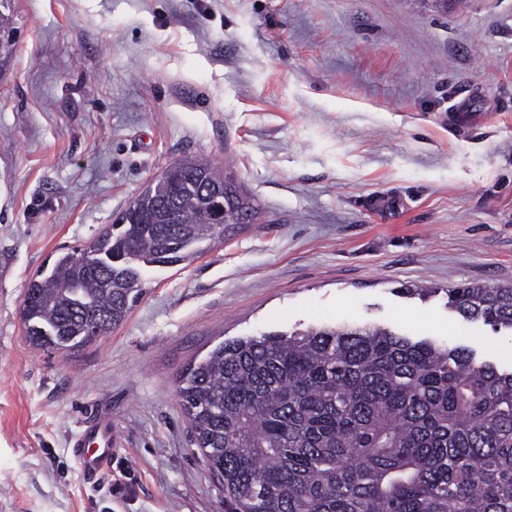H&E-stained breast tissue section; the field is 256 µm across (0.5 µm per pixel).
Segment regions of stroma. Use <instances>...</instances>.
Here are the masks:
<instances>
[{"label":"stroma","mask_w":512,"mask_h":512,"mask_svg":"<svg viewBox=\"0 0 512 512\" xmlns=\"http://www.w3.org/2000/svg\"><path fill=\"white\" fill-rule=\"evenodd\" d=\"M0 73V512H229L176 393L216 346L380 324L512 372L447 289L512 284V0H14ZM491 113L448 127L451 100ZM223 163L263 218L147 271L81 350L23 336L29 281L168 164ZM388 198L371 209L367 200ZM112 416L108 471L71 442Z\"/></svg>","instance_id":"1"}]
</instances>
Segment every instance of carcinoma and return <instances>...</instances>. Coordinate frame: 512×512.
<instances>
[{"mask_svg":"<svg viewBox=\"0 0 512 512\" xmlns=\"http://www.w3.org/2000/svg\"><path fill=\"white\" fill-rule=\"evenodd\" d=\"M14 0H0V73L15 49ZM249 221L229 172L184 158L152 179L112 229L62 253L28 284L26 340L71 351L122 324L148 267L191 262ZM448 304L512 329V285L461 284ZM178 397L232 512H512V372L474 350L380 327L269 333L219 345Z\"/></svg>","mask_w":512,"mask_h":512,"instance_id":"obj_1","label":"carcinoma"}]
</instances>
